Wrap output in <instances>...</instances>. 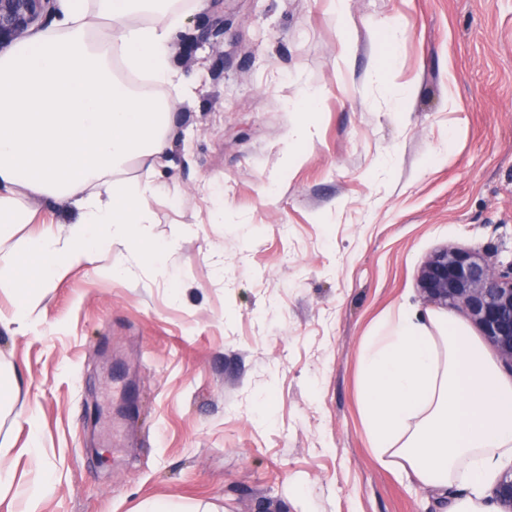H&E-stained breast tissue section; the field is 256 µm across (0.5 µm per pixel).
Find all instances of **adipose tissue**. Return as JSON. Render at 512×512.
<instances>
[{
    "mask_svg": "<svg viewBox=\"0 0 512 512\" xmlns=\"http://www.w3.org/2000/svg\"><path fill=\"white\" fill-rule=\"evenodd\" d=\"M185 11L184 0H59L58 24L0 55V244L32 223V199L75 211L66 236L45 229L22 253L0 251L16 331L62 271L129 248L153 223L163 188L149 174L172 150L174 117L166 94L129 77L189 96L171 56ZM360 366L380 462L449 512H488L486 489L512 461V378L482 341L449 313L402 312L369 338Z\"/></svg>",
    "mask_w": 512,
    "mask_h": 512,
    "instance_id": "adipose-tissue-1",
    "label": "adipose tissue"
}]
</instances>
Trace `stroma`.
Instances as JSON below:
<instances>
[{"label": "stroma", "mask_w": 512, "mask_h": 512, "mask_svg": "<svg viewBox=\"0 0 512 512\" xmlns=\"http://www.w3.org/2000/svg\"><path fill=\"white\" fill-rule=\"evenodd\" d=\"M349 9L345 42L336 0H199L181 20L196 97L170 99L177 161L156 178L179 193L153 204L152 260L101 252L24 332L0 326V512H438L370 446L360 346L430 312L416 277L437 248L512 260V0Z\"/></svg>", "instance_id": "35a3bbf8"}]
</instances>
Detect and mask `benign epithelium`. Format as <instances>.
Returning <instances> with one entry per match:
<instances>
[{
	"mask_svg": "<svg viewBox=\"0 0 512 512\" xmlns=\"http://www.w3.org/2000/svg\"><path fill=\"white\" fill-rule=\"evenodd\" d=\"M53 0H0V45L21 37L50 8ZM423 299L437 307L463 311L512 370V260L496 266L460 247L442 246L417 273ZM495 500L512 512V476L494 489Z\"/></svg>",
	"mask_w": 512,
	"mask_h": 512,
	"instance_id": "7a95c632",
	"label": "benign epithelium"
}]
</instances>
